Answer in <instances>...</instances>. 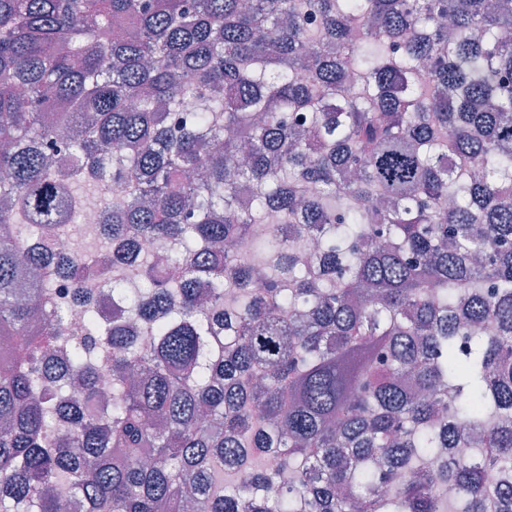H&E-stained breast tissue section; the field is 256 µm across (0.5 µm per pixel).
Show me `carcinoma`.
<instances>
[{
	"label": "carcinoma",
	"instance_id": "carcinoma-1",
	"mask_svg": "<svg viewBox=\"0 0 512 512\" xmlns=\"http://www.w3.org/2000/svg\"><path fill=\"white\" fill-rule=\"evenodd\" d=\"M508 33L512 0H0V512H512ZM91 188L110 313L61 243ZM55 303L69 312L70 326L76 331L77 335L82 334V322L78 312L72 308L69 299V288L65 280L60 281L54 290Z\"/></svg>",
	"mask_w": 512,
	"mask_h": 512
}]
</instances>
